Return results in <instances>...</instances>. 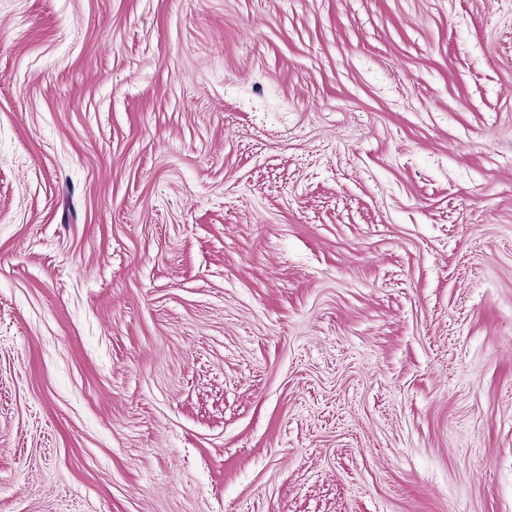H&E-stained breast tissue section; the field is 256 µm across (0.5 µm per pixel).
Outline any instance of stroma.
<instances>
[{"instance_id": "stroma-1", "label": "stroma", "mask_w": 512, "mask_h": 512, "mask_svg": "<svg viewBox=\"0 0 512 512\" xmlns=\"http://www.w3.org/2000/svg\"><path fill=\"white\" fill-rule=\"evenodd\" d=\"M0 512H512V0H0Z\"/></svg>"}]
</instances>
